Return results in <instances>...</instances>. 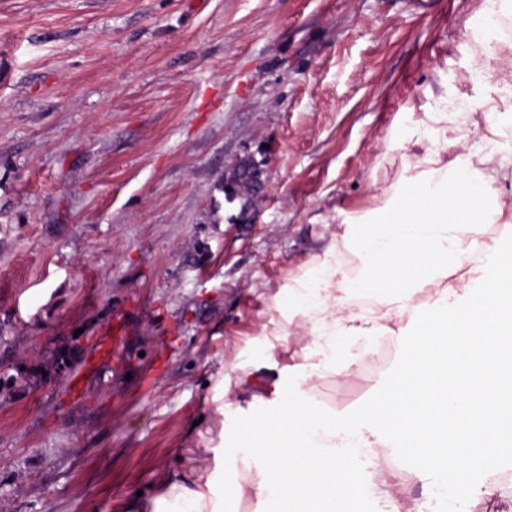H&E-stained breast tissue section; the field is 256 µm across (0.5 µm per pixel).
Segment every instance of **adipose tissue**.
<instances>
[{
	"instance_id": "1",
	"label": "adipose tissue",
	"mask_w": 512,
	"mask_h": 512,
	"mask_svg": "<svg viewBox=\"0 0 512 512\" xmlns=\"http://www.w3.org/2000/svg\"><path fill=\"white\" fill-rule=\"evenodd\" d=\"M430 119L431 146L394 204L351 218L309 278L290 286L304 331L298 352L268 381L239 367L235 387L264 413L241 420L225 451H247L263 466L243 480L219 465L205 480L169 482L163 498L178 512H242L251 499L260 512H353L365 489L354 460L362 448L394 449L421 475L461 482L475 459L512 455V259L484 230L504 213L500 168L490 152L443 163L441 151L473 130L449 125L444 108ZM341 248L358 254L360 274L337 262ZM464 266L471 279H453ZM360 292L378 308L355 309ZM391 335L402 359L384 391L349 416L315 406L320 378L365 361L337 360V338Z\"/></svg>"
}]
</instances>
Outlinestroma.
I'll return each instance as SVG.
<instances>
[{
  "mask_svg": "<svg viewBox=\"0 0 512 512\" xmlns=\"http://www.w3.org/2000/svg\"><path fill=\"white\" fill-rule=\"evenodd\" d=\"M483 0H0V512H152L162 483L210 473L222 380L270 363L268 299L342 224L389 204L468 79ZM271 189L232 217L224 168ZM119 357L95 362L113 316ZM327 375L349 415L397 370ZM476 460L466 512H512ZM224 185L230 189L229 201L233 202L237 198L235 189L241 187L246 190L248 197L252 203L250 205L243 204L238 215H234V222H245L249 219L254 201L267 194L270 189V181L264 169L256 163L251 157L240 158L233 165L224 169V183L221 186L227 199L228 191H224Z\"/></svg>",
  "mask_w": 512,
  "mask_h": 512,
  "instance_id": "stroma-1",
  "label": "stroma"
}]
</instances>
